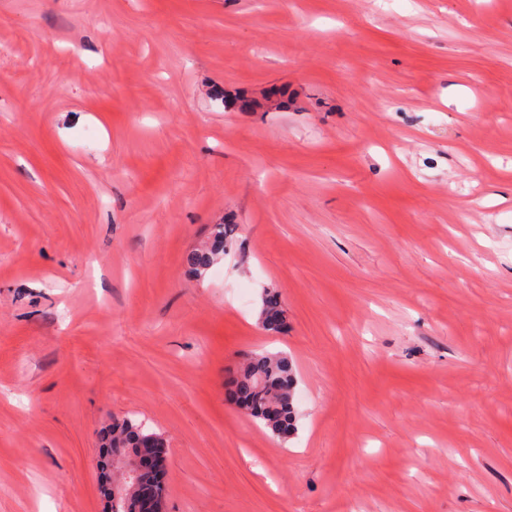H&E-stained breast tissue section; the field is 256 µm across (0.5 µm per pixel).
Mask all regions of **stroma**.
I'll list each match as a JSON object with an SVG mask.
<instances>
[{
    "label": "stroma",
    "instance_id": "1",
    "mask_svg": "<svg viewBox=\"0 0 512 512\" xmlns=\"http://www.w3.org/2000/svg\"><path fill=\"white\" fill-rule=\"evenodd\" d=\"M116 417L166 512H512V0H0V512H105ZM236 225L218 224L212 232V244L207 250H196L186 256V264L196 275L206 272L235 235ZM282 304L277 293H268L262 306V323L266 330L277 332L283 322ZM294 389V373L286 357L251 353L229 383L227 398L274 436L287 440L297 430ZM111 441L112 448L139 449L130 457L113 456L112 448H104V445ZM102 443L104 453L99 463L101 491L103 496L108 499L109 511L112 512V477L113 481L122 483V486L116 488L118 493L116 512H126L125 504L133 498L135 484L133 478H127L122 471L112 474V469L120 465L125 472L130 474L162 473L165 469L166 457L156 449L166 448L165 441L160 434L148 430L141 422L126 418L122 421L112 422V426L103 432Z\"/></svg>",
    "mask_w": 512,
    "mask_h": 512
}]
</instances>
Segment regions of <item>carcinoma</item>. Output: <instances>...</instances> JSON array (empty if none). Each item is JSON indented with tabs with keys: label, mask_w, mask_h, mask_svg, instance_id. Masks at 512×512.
Returning <instances> with one entry per match:
<instances>
[{
	"label": "carcinoma",
	"mask_w": 512,
	"mask_h": 512,
	"mask_svg": "<svg viewBox=\"0 0 512 512\" xmlns=\"http://www.w3.org/2000/svg\"><path fill=\"white\" fill-rule=\"evenodd\" d=\"M236 225L218 224L212 232V244L207 250H196L186 256L190 270L200 275L207 271L224 253V249L235 235ZM262 323L268 331H278L283 322L282 304L276 293L266 295L262 306ZM295 378L288 359L267 352L251 353L244 365L229 383L228 401L246 411L251 417L269 429L274 436L286 440L297 430L295 400ZM102 443L114 448H164L160 434L130 418L112 422L103 432ZM113 480L122 483L117 488L116 512H126L125 504L135 494L133 478L124 472L112 474Z\"/></svg>",
	"instance_id": "obj_1"
}]
</instances>
